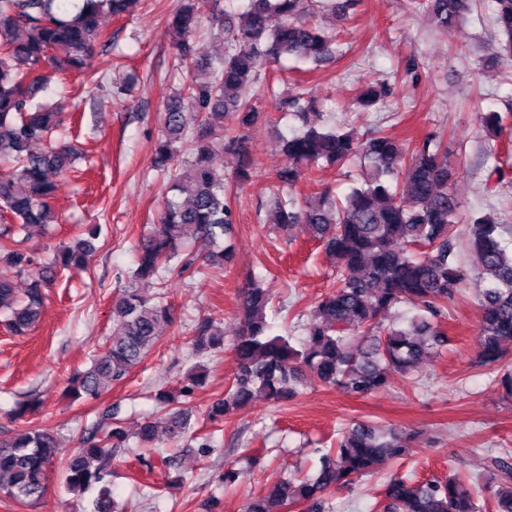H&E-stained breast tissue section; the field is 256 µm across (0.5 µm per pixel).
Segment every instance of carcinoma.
Here are the masks:
<instances>
[{
    "instance_id": "cac0c4a2",
    "label": "carcinoma",
    "mask_w": 512,
    "mask_h": 512,
    "mask_svg": "<svg viewBox=\"0 0 512 512\" xmlns=\"http://www.w3.org/2000/svg\"><path fill=\"white\" fill-rule=\"evenodd\" d=\"M0 0V263L26 277L19 294L14 277L0 276V315L7 327L23 336L38 322L44 289L63 270L85 268L92 239L77 240L45 259L18 245L15 236L30 225L57 223L51 203L56 178L73 166L77 148L62 140L63 104L39 97L58 72L87 73L95 49L103 42L100 18L107 11L124 16L133 0ZM234 0H176L168 22L175 38L174 66L184 73L181 91L162 114V135L153 152V167L171 172L159 223L135 249L136 276L164 280L176 273L190 278L202 266L224 265L230 247L220 240L233 231V212L226 200L224 171L214 156H236L235 183L248 182L255 167L245 130L265 119L258 87L265 61L293 58L315 64L333 57L336 39L309 17L328 9L346 13L357 0H248L240 9ZM493 24L505 37L502 50L512 57V0H494ZM421 12L447 31L471 10V0H417ZM219 31L220 57L198 55L187 36L203 23ZM390 89L370 87L359 95L365 111L378 108ZM282 103L295 109L303 129L280 137L288 165L277 173L280 186L295 189L323 161L344 166L363 160L361 183L344 198L315 188L297 201L272 195L275 231L297 232L324 248L336 278L328 293L310 310L305 336L294 346L286 336L271 334L266 308L269 296L247 285L241 292L242 328L234 339L238 368L231 386L216 399L207 420L221 424L229 410L255 395L284 401L297 394L307 373L351 398L365 399L383 389L392 376L418 371L427 357L447 343L440 329L448 301L458 294L469 269L458 260L454 232L465 222L467 247L476 269L487 281L479 298V361L497 372V384L512 399V369L502 362L512 350V249L503 241L504 225L491 212L463 215V204L449 189L455 180L448 168L440 136L413 146L386 134L359 140L336 127L308 123L317 103L301 94ZM234 127L224 126V117ZM42 148L33 150V145ZM190 155L185 167L172 162L178 148ZM188 238L200 252L186 255L181 265L170 261ZM415 313L385 327L380 318L403 303ZM174 309L163 293L143 296L127 288L112 304V336L93 355L90 367L68 388L74 400H96L124 380L157 341V330L172 323ZM224 345V328L211 319L196 324L191 348L204 356ZM156 401L166 409L168 435L179 442L193 433L191 410L166 391ZM130 435L119 423L96 427L83 448L62 469L67 490L82 496L99 486L92 512H124L115 500L109 477L112 457L128 445ZM411 434L354 422L322 455L312 479L281 478L273 496L254 497L244 512H283L301 506L305 512H326V494L346 487L402 460ZM56 437L34 429L0 440V491L20 503L42 499L57 459ZM488 485L480 488L455 474L420 481L399 472L384 488L379 512H512V462L494 457Z\"/></svg>"
}]
</instances>
